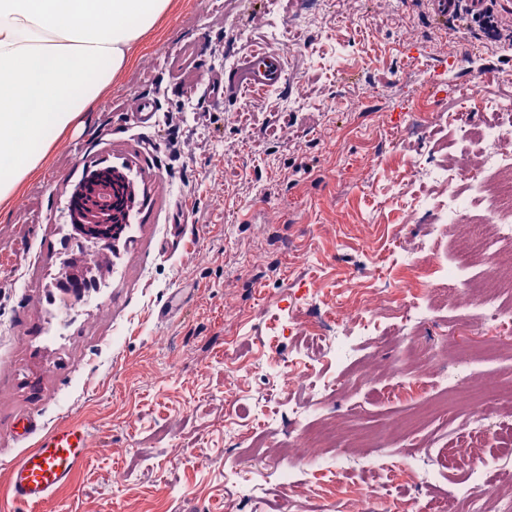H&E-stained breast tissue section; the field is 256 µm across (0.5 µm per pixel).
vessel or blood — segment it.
<instances>
[{"mask_svg":"<svg viewBox=\"0 0 512 512\" xmlns=\"http://www.w3.org/2000/svg\"><path fill=\"white\" fill-rule=\"evenodd\" d=\"M436 6L445 16L463 10L489 26H497L499 22L497 0H436ZM196 57L197 48L190 44L181 47L169 60L172 70L188 87L198 82ZM284 73L282 53L267 50L243 60L238 81L241 86L260 91L276 85ZM86 455L81 427L67 426L49 431L41 437L36 449L22 455L12 465L9 477L12 503L38 508L50 504L56 490L83 466Z\"/></svg>","mask_w":512,"mask_h":512,"instance_id":"b4317fda","label":"vessel or blood"}]
</instances>
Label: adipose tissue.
I'll use <instances>...</instances> for the list:
<instances>
[{"label": "adipose tissue", "mask_w": 512, "mask_h": 512, "mask_svg": "<svg viewBox=\"0 0 512 512\" xmlns=\"http://www.w3.org/2000/svg\"><path fill=\"white\" fill-rule=\"evenodd\" d=\"M172 0H0V209L46 162L51 136L97 106Z\"/></svg>", "instance_id": "ef3b65f1"}]
</instances>
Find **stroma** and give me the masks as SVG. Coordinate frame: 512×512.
<instances>
[{"label": "stroma", "mask_w": 512, "mask_h": 512, "mask_svg": "<svg viewBox=\"0 0 512 512\" xmlns=\"http://www.w3.org/2000/svg\"><path fill=\"white\" fill-rule=\"evenodd\" d=\"M284 40L287 82L241 88L236 65ZM187 43L195 88L168 65ZM511 71L512 22L491 34L462 14L444 22L432 0H173L0 214V507L12 462L67 422L85 427L88 455L52 512H349L365 492L372 512H428L450 500L466 471L438 451L467 456L464 411L448 405L407 438L394 424L454 379L512 384V314L486 321L465 304L477 262L448 281L461 304L426 295L456 235L429 238L440 212L414 204L424 169L473 154L432 115L461 111L462 83L512 97ZM370 87L373 111L353 112ZM107 165L133 181L136 240L117 243L101 287L67 316L53 283L77 255L69 199ZM413 296L420 317L406 325ZM305 320L319 345L293 333ZM398 323L402 336H382ZM282 359L303 378L287 393ZM497 409L478 464L487 512H512V454L498 442L512 402Z\"/></svg>", "instance_id": "stroma-1"}]
</instances>
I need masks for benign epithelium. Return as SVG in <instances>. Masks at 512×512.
Masks as SVG:
<instances>
[{
    "label": "benign epithelium",
    "instance_id": "1",
    "mask_svg": "<svg viewBox=\"0 0 512 512\" xmlns=\"http://www.w3.org/2000/svg\"><path fill=\"white\" fill-rule=\"evenodd\" d=\"M131 193L126 177L110 167L99 170V179L81 184L74 191V222L81 225L90 249L85 255L88 265L96 264L107 253L110 242L107 227L120 224L128 218L127 208H116L119 192Z\"/></svg>",
    "mask_w": 512,
    "mask_h": 512
}]
</instances>
